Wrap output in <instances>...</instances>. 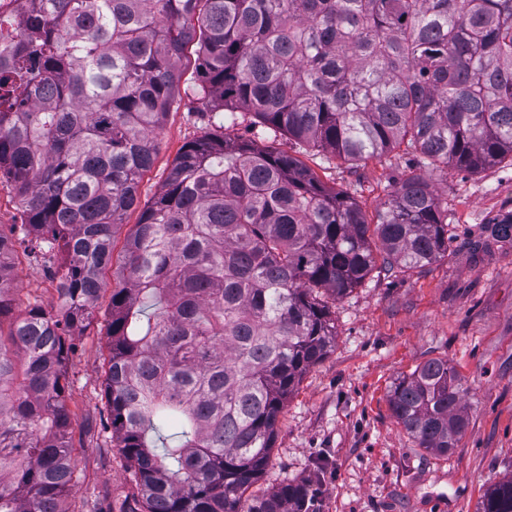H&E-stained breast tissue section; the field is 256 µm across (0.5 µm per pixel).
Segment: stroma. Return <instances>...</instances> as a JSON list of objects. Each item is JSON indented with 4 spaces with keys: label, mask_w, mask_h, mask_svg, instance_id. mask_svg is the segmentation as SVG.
<instances>
[{
    "label": "stroma",
    "mask_w": 512,
    "mask_h": 512,
    "mask_svg": "<svg viewBox=\"0 0 512 512\" xmlns=\"http://www.w3.org/2000/svg\"><path fill=\"white\" fill-rule=\"evenodd\" d=\"M207 133L296 158L370 219L392 184L413 175L430 177L448 212L447 257L414 271L370 274L333 305L335 345L286 403L251 495L314 477L316 512H479L486 488L512 477V241L487 240L485 231L489 220L512 212V164L430 172L399 149L347 162L247 118L226 125L222 110L185 97L155 136L140 204L154 197L182 147ZM49 268L61 271L60 255L19 254L11 281L16 313L32 298L58 311ZM109 301L102 292L65 363L78 464L67 512H127L137 496L112 440L104 392ZM430 359L446 360L465 389L468 426L446 457L419 448L388 404L395 379Z\"/></svg>",
    "instance_id": "35a3bbf8"
}]
</instances>
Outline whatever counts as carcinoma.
I'll return each instance as SVG.
<instances>
[{
  "label": "carcinoma",
  "mask_w": 512,
  "mask_h": 512,
  "mask_svg": "<svg viewBox=\"0 0 512 512\" xmlns=\"http://www.w3.org/2000/svg\"><path fill=\"white\" fill-rule=\"evenodd\" d=\"M191 95L249 114L347 161L401 147L430 170L512 160V0H32L0 15V177L26 222L0 244L60 253L56 314L13 316L0 266V512H65L77 472L64 364L112 269L105 392L112 441L139 500L130 512H311L314 489L247 495L279 416L332 349L330 302L373 271L448 254L447 216L420 176L368 222L355 200L289 155L205 134L188 142L128 233L155 134ZM512 238V214L488 225ZM383 253L377 254L372 238ZM462 385L432 359L388 403L419 447L453 453ZM173 427L176 444L156 451ZM480 512H512V478Z\"/></svg>",
  "instance_id": "cac0c4a2"
}]
</instances>
